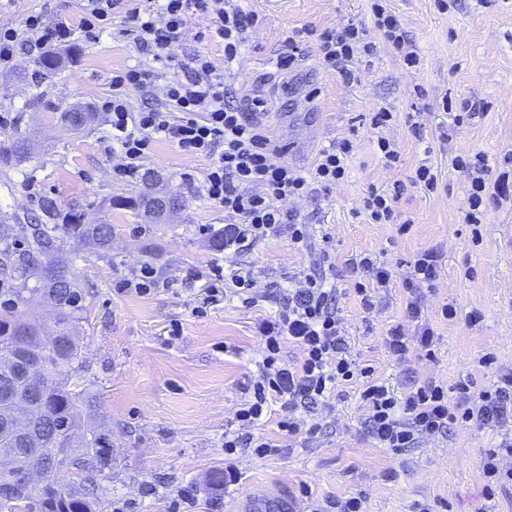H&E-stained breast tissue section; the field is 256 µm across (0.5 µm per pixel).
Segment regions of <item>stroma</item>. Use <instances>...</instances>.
Masks as SVG:
<instances>
[{
	"instance_id": "stroma-1",
	"label": "stroma",
	"mask_w": 512,
	"mask_h": 512,
	"mask_svg": "<svg viewBox=\"0 0 512 512\" xmlns=\"http://www.w3.org/2000/svg\"><path fill=\"white\" fill-rule=\"evenodd\" d=\"M388 5L421 55L415 72H406L382 41L372 62L349 63L353 79L321 65L317 32L350 20L370 23V0H244L259 24L241 61L225 70L224 82L229 90L261 95L265 107L256 118L269 126L297 169L309 171L320 150L352 139L347 178L329 193L298 202V209L315 233L331 234L342 288L352 255L371 253L395 267L423 249L440 247L441 275L426 300L439 352L436 360L415 363L416 376L448 386L467 378L481 387L491 380L479 364L483 354L512 364V241L501 235L502 225L512 226V208L491 209L483 242L473 245L462 222L469 183L453 160L475 152L493 159L512 148V0L492 6L459 0L447 11L435 0ZM33 11L51 23H76L82 15L80 0H0V24L20 25ZM300 28L313 29L314 37L291 69L278 70L275 61L288 50L285 36ZM61 54L60 70L40 82L34 78L35 56H19L14 66L0 68V114L18 117L15 125L0 128V142L24 137L32 144L23 161L0 157V214L41 221L42 202L49 198L58 212H77L83 223L112 227L107 248L79 247L70 264L81 295L75 315L82 366L76 378L96 402L112 442V465L97 478L99 512H113L120 503L127 512H167L183 490L196 496V512H234L243 495L282 491L296 499L298 512H308L314 499L360 492L366 496L364 512H416L424 501L436 512H512L511 490L491 502L482 492L481 459L496 444L495 434L458 430L393 455L361 435L356 383L334 399L331 434L289 447L278 428L284 409L277 402L253 433L278 443L279 451L259 457L244 448L225 456L224 434L236 427L234 413L261 358L256 323L272 304L248 306L228 297L206 315L193 313L191 299L210 285L209 266L224 262V214L192 189L207 160L160 141L150 145L136 176L115 171L105 150L103 105L118 94L131 109L146 104L142 92L112 85L113 72L134 65L136 54L113 33L96 43L74 35ZM43 91L60 106H88L95 122L81 133L58 126L52 112L28 106ZM446 98L481 100L487 111L459 127L452 111L442 107ZM380 105L397 114L387 131L401 155L394 167L380 161L369 127L368 114ZM412 113L419 114L421 130L411 126ZM425 157L441 174L442 187L434 194L410 182ZM396 181L407 185L399 207L413 219L401 236L392 225L368 223L358 212L368 190ZM149 188L177 196L179 209L169 221L150 224L136 217L131 204ZM317 259L315 249L300 251L280 240L239 257L264 284ZM144 260L153 261L165 288L143 297L119 293L120 283ZM447 302L464 313L479 311L482 322L470 327L440 319ZM341 306L353 355L395 389H405L407 368L382 342L387 325L404 318L400 283L381 293L374 313L364 312L351 295ZM228 464L237 471L236 482L215 486L212 475ZM390 469L396 472L392 481L385 478ZM304 488L310 498L301 497Z\"/></svg>"
}]
</instances>
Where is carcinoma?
I'll list each match as a JSON object with an SVG mask.
<instances>
[{"label":"carcinoma","instance_id":"1","mask_svg":"<svg viewBox=\"0 0 512 512\" xmlns=\"http://www.w3.org/2000/svg\"><path fill=\"white\" fill-rule=\"evenodd\" d=\"M32 105L45 110L59 112L60 124L78 131L82 126L74 124V116L81 112L86 123L95 120L94 113L73 105L65 110L44 99V95L33 97ZM43 211L49 222L39 225L28 243V249L17 255L10 246L0 250V275L20 281V286L11 289L13 305L27 301L25 292H42L43 297L54 302L58 309L59 338L49 343L38 334L39 323L33 318H0V389L12 387L11 398L0 397V457L11 456L16 466L9 482L0 475V512H97V503L90 500L85 485L92 483L98 467L112 465L104 459L110 448L105 434L96 425V405L83 391L72 386V376L82 364L81 347L73 336V305L78 289L68 276L67 260L62 257V247L71 239L79 245L88 240L106 244L112 238L110 224H83L74 214L69 220L60 222V213L55 205L47 201ZM55 274L45 276L46 269ZM37 286L28 287L29 280ZM25 352L33 359L43 362L49 376L38 383L44 411L35 418L33 430L48 441H60L69 445L63 459L44 465L41 487L30 489L24 479L25 471L39 464L37 457L26 445L4 428V422L15 411L26 409L31 385L11 371L12 358ZM69 472L79 483L69 488L60 486L58 475Z\"/></svg>","mask_w":512,"mask_h":512}]
</instances>
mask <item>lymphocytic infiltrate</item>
Instances as JSON below:
<instances>
[{"instance_id": "1", "label": "lymphocytic infiltrate", "mask_w": 512, "mask_h": 512, "mask_svg": "<svg viewBox=\"0 0 512 512\" xmlns=\"http://www.w3.org/2000/svg\"><path fill=\"white\" fill-rule=\"evenodd\" d=\"M371 12L372 26L351 21L319 34L324 68L336 71L348 61L373 56L376 45L370 33L375 30L407 71L417 70L421 58L386 0H371ZM121 16L130 21L122 35L144 62L113 76L112 84L146 92L152 102L136 112L130 111L125 98L116 96L107 102V153L116 169L127 175L139 171L149 144L160 140L206 158L197 189L223 211L224 248L232 255L228 266L211 265L209 275L234 290L243 304L264 298L275 305L257 324L262 359L248 398L235 412L237 428L224 435L225 455L240 448L252 449L258 456L276 452L275 444L255 440L251 433L276 400L286 410L278 422L280 430L293 439L311 440L329 426L332 393L356 383L362 407L360 430L377 447L401 455L425 440L447 438L458 427L490 431L500 439L484 454V495L491 500L499 490L512 486V467L507 464L512 458V367L497 365L488 353L480 359L494 372L487 386L478 388L463 380L450 389L434 380L413 378L400 394L376 378L371 365L352 355L340 300L344 293H352L365 312H372L379 291L397 277L387 264L369 254L347 259L350 288L340 291L327 277L336 268V257L330 251L332 237L325 233L320 238V264L299 269L286 283L262 286L252 272L240 268L237 257L244 248L271 239L297 249L311 247V226L296 203L343 181L353 151L351 140L333 142L318 153L311 174H302L285 161V149L270 130L225 89L224 70L239 61L257 15L242 10L235 0H85L75 26L65 21L47 24L40 13L28 15L19 29L1 24L0 66L13 65L19 55L69 43L78 30L86 40H97ZM198 16L207 17L209 25L197 32V40L217 42L221 57L199 50L176 54L191 19ZM455 165L470 181L463 221L477 245L490 207L512 198V149L503 154L502 170L494 179L483 153L456 156ZM404 191L399 181L388 189H371L361 207L372 223L393 224L398 233H406L412 219L399 209ZM441 258L438 248L424 249L397 277L403 289L404 318L389 325L383 344L399 362L437 356L439 337L425 314V299L437 286ZM287 343L300 352L296 362L282 358Z\"/></svg>"}]
</instances>
